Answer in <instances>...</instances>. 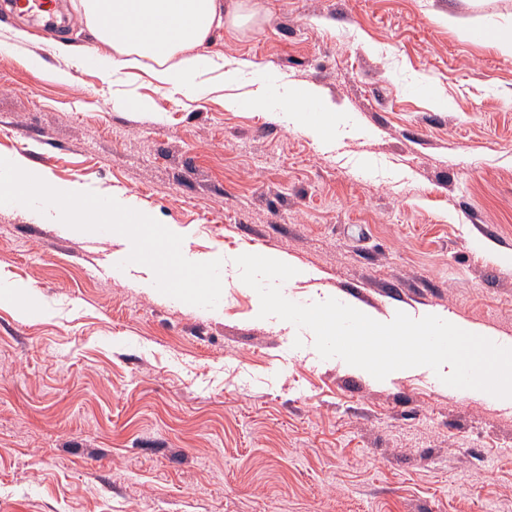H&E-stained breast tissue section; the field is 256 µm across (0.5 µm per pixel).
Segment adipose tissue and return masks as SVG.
<instances>
[{
	"mask_svg": "<svg viewBox=\"0 0 512 512\" xmlns=\"http://www.w3.org/2000/svg\"><path fill=\"white\" fill-rule=\"evenodd\" d=\"M81 5L97 46L78 50L63 41L55 44L74 67L92 59L94 69L110 80L130 67L135 55L154 61L152 77L160 86L186 95L197 93L214 72H221L228 84L239 76V67L209 49L213 31L224 25L221 0H82ZM320 98L314 86L288 90L294 122L315 134L336 124L329 111L319 122L310 120L308 106Z\"/></svg>",
	"mask_w": 512,
	"mask_h": 512,
	"instance_id": "obj_1",
	"label": "adipose tissue"
}]
</instances>
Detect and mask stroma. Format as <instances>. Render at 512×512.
<instances>
[{
  "label": "stroma",
  "instance_id": "obj_1",
  "mask_svg": "<svg viewBox=\"0 0 512 512\" xmlns=\"http://www.w3.org/2000/svg\"><path fill=\"white\" fill-rule=\"evenodd\" d=\"M212 34L237 84L161 89L152 61L115 85L53 43L95 46L80 0L33 32L0 8V157L118 195L194 261L278 252L313 271L296 303L383 319L433 312L512 338V56L462 37L512 0H223ZM41 56L46 66L26 65ZM70 69L72 78L54 77ZM320 88L336 134L288 122ZM262 93L265 110L253 108ZM149 100L154 111L134 108ZM90 238L0 207V512H502L512 407L432 370L377 380L322 359L310 330L258 319L248 287L216 308L104 271ZM31 292L26 315L14 297ZM321 93L314 86H291L288 90V110L291 112L293 121L306 131L318 134L323 131H330L336 127V115L334 112L324 111L320 121L313 123L309 118L308 105L317 102Z\"/></svg>",
  "mask_w": 512,
  "mask_h": 512
}]
</instances>
